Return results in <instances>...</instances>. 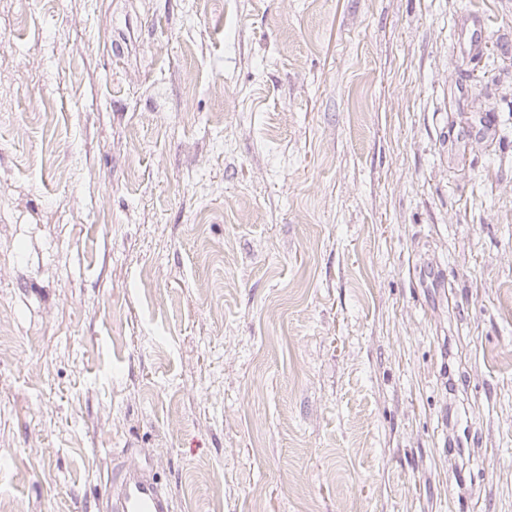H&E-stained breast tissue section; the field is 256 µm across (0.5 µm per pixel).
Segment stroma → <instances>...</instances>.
Wrapping results in <instances>:
<instances>
[{
  "label": "stroma",
  "mask_w": 512,
  "mask_h": 512,
  "mask_svg": "<svg viewBox=\"0 0 512 512\" xmlns=\"http://www.w3.org/2000/svg\"><path fill=\"white\" fill-rule=\"evenodd\" d=\"M506 39L0 0V512H109L131 461L170 512H512Z\"/></svg>",
  "instance_id": "obj_1"
}]
</instances>
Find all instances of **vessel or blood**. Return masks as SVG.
<instances>
[{
  "instance_id": "vessel-or-blood-1",
  "label": "vessel or blood",
  "mask_w": 512,
  "mask_h": 512,
  "mask_svg": "<svg viewBox=\"0 0 512 512\" xmlns=\"http://www.w3.org/2000/svg\"><path fill=\"white\" fill-rule=\"evenodd\" d=\"M113 512H169V500L153 470L130 464L112 475Z\"/></svg>"
}]
</instances>
